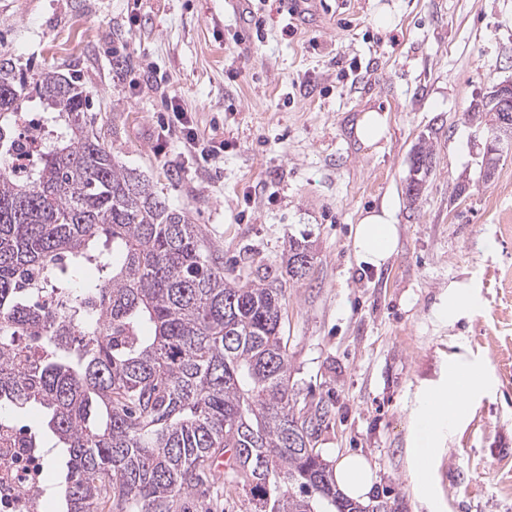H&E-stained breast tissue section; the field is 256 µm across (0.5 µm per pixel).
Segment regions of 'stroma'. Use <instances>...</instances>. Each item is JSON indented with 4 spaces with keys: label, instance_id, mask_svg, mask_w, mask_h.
<instances>
[{
    "label": "stroma",
    "instance_id": "35a3bbf8",
    "mask_svg": "<svg viewBox=\"0 0 512 512\" xmlns=\"http://www.w3.org/2000/svg\"><path fill=\"white\" fill-rule=\"evenodd\" d=\"M244 0H0V54L76 77L115 159L200 224L232 276L278 278L299 409L328 407L323 459L367 457L374 493L403 512H512V154L483 179L487 128L471 105L512 79V0H344L325 24L295 25L276 0L255 30ZM152 71L145 79L144 71ZM178 97L218 159L163 135ZM389 113V136L354 127ZM432 167L417 201L413 149ZM399 202L395 251L361 269L355 225ZM314 256L305 280L289 239ZM472 305L436 311L449 285ZM481 389L431 465L432 501L412 491L411 414L452 365ZM188 512H249L229 475L193 491ZM355 136L364 146H372L388 131V114L370 110L364 112L355 124ZM300 260H304L307 265V268L303 266V263H299ZM313 256L310 255V252L307 250L305 245H301L293 242L290 245L288 258L286 260V273L291 279H296L297 281L304 280L309 274V271L312 266Z\"/></svg>",
    "mask_w": 512,
    "mask_h": 512
}]
</instances>
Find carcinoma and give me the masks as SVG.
<instances>
[{"label": "carcinoma", "mask_w": 512, "mask_h": 512, "mask_svg": "<svg viewBox=\"0 0 512 512\" xmlns=\"http://www.w3.org/2000/svg\"><path fill=\"white\" fill-rule=\"evenodd\" d=\"M32 91L58 131L22 177L7 159ZM430 158L414 152L409 197ZM312 260L293 243L286 273L304 280ZM281 331L282 289L224 274L201 225L115 160L75 78L0 59V409L42 411L59 512H176L220 452L250 512H392L336 490Z\"/></svg>", "instance_id": "cac0c4a2"}]
</instances>
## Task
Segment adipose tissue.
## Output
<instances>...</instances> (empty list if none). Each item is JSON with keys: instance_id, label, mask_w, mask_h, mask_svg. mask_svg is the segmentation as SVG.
<instances>
[{"instance_id": "ef3b65f1", "label": "adipose tissue", "mask_w": 512, "mask_h": 512, "mask_svg": "<svg viewBox=\"0 0 512 512\" xmlns=\"http://www.w3.org/2000/svg\"><path fill=\"white\" fill-rule=\"evenodd\" d=\"M397 223L394 200H385L380 208L366 212L355 227L353 251L357 262L375 268L385 264L396 247ZM454 388L450 382L437 392H423L414 413L412 485L414 494L421 498L432 497L427 465L446 433L458 424L462 403ZM334 476L338 491L359 501L368 498L375 480L370 462L360 455L342 457L334 468Z\"/></svg>"}]
</instances>
